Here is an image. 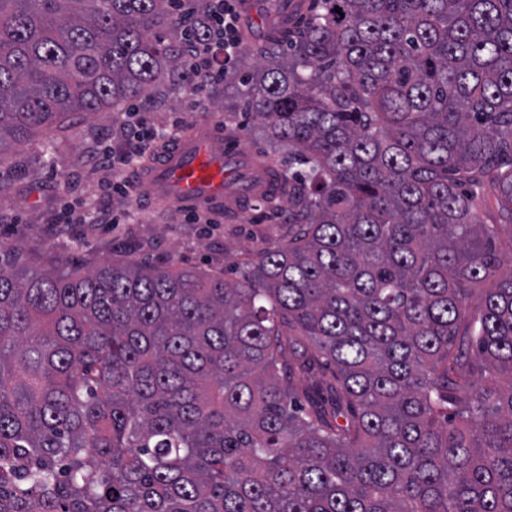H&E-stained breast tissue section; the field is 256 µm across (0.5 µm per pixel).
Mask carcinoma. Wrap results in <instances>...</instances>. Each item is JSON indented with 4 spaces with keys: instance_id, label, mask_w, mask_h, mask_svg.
<instances>
[{
    "instance_id": "1",
    "label": "carcinoma",
    "mask_w": 512,
    "mask_h": 512,
    "mask_svg": "<svg viewBox=\"0 0 512 512\" xmlns=\"http://www.w3.org/2000/svg\"><path fill=\"white\" fill-rule=\"evenodd\" d=\"M174 2L0 0V151L186 85ZM231 87L290 168L242 280L0 241V512H512V0H321Z\"/></svg>"
}]
</instances>
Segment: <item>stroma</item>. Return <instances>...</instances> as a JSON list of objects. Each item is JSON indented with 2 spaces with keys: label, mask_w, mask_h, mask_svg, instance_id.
Returning <instances> with one entry per match:
<instances>
[{
  "label": "stroma",
  "mask_w": 512,
  "mask_h": 512,
  "mask_svg": "<svg viewBox=\"0 0 512 512\" xmlns=\"http://www.w3.org/2000/svg\"><path fill=\"white\" fill-rule=\"evenodd\" d=\"M243 13L240 34L245 53L261 47L274 26L273 0H250ZM233 99L223 94H194L189 89L168 92L164 102L143 114L145 125L160 131H180L200 122L221 124L224 139L238 143L254 156H270L268 142L249 131L243 113L234 111ZM122 115L99 112L77 118L73 134L53 138L35 136L12 148V169L0 176L12 191L0 208L7 220L0 222V240L21 247L24 266L42 269L59 259L91 269L109 261L136 257L151 265L170 262L188 269L218 271L234 278L246 258L277 243L288 234V211H269L262 201L249 199L197 211L195 217L177 212L148 198L113 193L114 182L131 178L128 169L106 172L94 168L89 157L121 138ZM77 203L84 220L57 230L62 201ZM108 207L116 225L95 223L96 209Z\"/></svg>",
  "instance_id": "obj_1"
}]
</instances>
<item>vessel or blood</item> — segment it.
<instances>
[{"label": "vessel or blood", "instance_id": "b4317fda", "mask_svg": "<svg viewBox=\"0 0 512 512\" xmlns=\"http://www.w3.org/2000/svg\"><path fill=\"white\" fill-rule=\"evenodd\" d=\"M208 124L183 134L160 161L147 165L133 180L134 195L165 202L182 211L220 205L229 194V178L244 168L246 156L216 146Z\"/></svg>", "mask_w": 512, "mask_h": 512}]
</instances>
